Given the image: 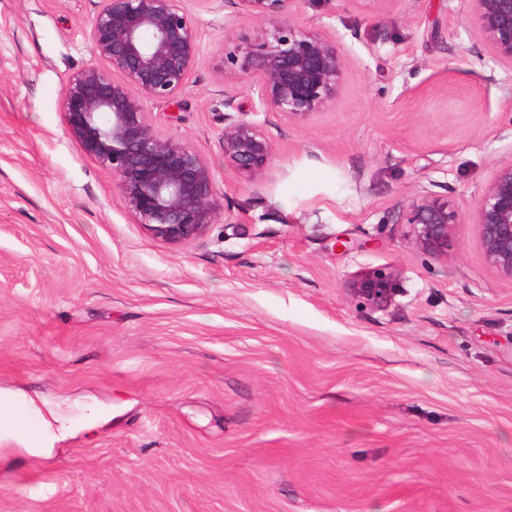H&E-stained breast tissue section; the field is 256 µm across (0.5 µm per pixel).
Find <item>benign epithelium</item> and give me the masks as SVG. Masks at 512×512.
<instances>
[{
	"label": "benign epithelium",
	"instance_id": "obj_1",
	"mask_svg": "<svg viewBox=\"0 0 512 512\" xmlns=\"http://www.w3.org/2000/svg\"><path fill=\"white\" fill-rule=\"evenodd\" d=\"M238 12L267 25L256 43L224 53V81L255 76L262 112L304 120L336 100L344 56L336 37L292 18L294 0H231ZM470 19L496 63L512 64V0H469ZM90 38L110 70L87 67L69 81L62 111L82 152L112 171L126 208L154 238L189 244L210 226L216 209L210 164L186 143L158 132L143 99L173 101L200 57L196 23L184 0H103L90 23ZM224 162L253 181L264 178L273 144L257 124L235 120L241 106L224 97ZM489 265L512 282V163L497 167L476 201ZM418 249L448 251V238L463 219L448 199L427 195L406 205ZM395 273H362L350 292L382 310L394 295Z\"/></svg>",
	"mask_w": 512,
	"mask_h": 512
}]
</instances>
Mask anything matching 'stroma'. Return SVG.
Returning <instances> with one entry per match:
<instances>
[{"instance_id": "obj_1", "label": "stroma", "mask_w": 512, "mask_h": 512, "mask_svg": "<svg viewBox=\"0 0 512 512\" xmlns=\"http://www.w3.org/2000/svg\"><path fill=\"white\" fill-rule=\"evenodd\" d=\"M101 5L0 0V399L51 424L38 449L0 433V512H512V282L477 225L435 255L401 221L429 193L470 213L512 163V65L465 0H295L346 63L304 121L222 78L263 24L188 0L200 61L144 101L213 172L181 247L65 124ZM228 94L274 144L261 184L224 163ZM379 267L372 310L349 288ZM395 273L390 268H376L362 273L350 292L365 307L382 310L394 295Z\"/></svg>"}]
</instances>
